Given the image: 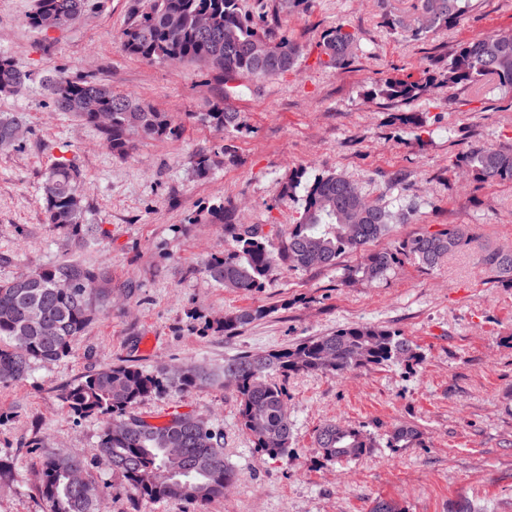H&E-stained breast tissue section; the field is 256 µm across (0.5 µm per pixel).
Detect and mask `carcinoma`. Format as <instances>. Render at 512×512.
Masks as SVG:
<instances>
[{
	"label": "carcinoma",
	"instance_id": "obj_1",
	"mask_svg": "<svg viewBox=\"0 0 512 512\" xmlns=\"http://www.w3.org/2000/svg\"><path fill=\"white\" fill-rule=\"evenodd\" d=\"M90 9V0H37L28 24L38 30L52 18L58 29L77 24ZM472 9V0H419L425 20L413 26L402 17L388 19L389 26L415 38L435 29L460 25ZM209 14L213 32L204 36L198 15ZM355 33L338 24L322 41L320 64L339 69L353 59ZM122 50L147 61L201 63L216 71L227 83L244 77L266 80L292 70L301 47L285 35L266 27L243 11L240 0H136L133 18L120 38ZM488 76L502 86H512V41L485 35L462 43L448 62L424 82L387 77L375 94L389 100L419 97L428 85L442 80L450 85L480 83ZM28 72L13 56L0 53V86L10 85L20 93ZM56 110L100 128L113 155L127 156L133 137L176 136L175 119L131 96L112 91L94 78H74L59 69L45 77ZM192 118L224 132L240 128L238 113L218 103ZM19 118L0 113V147L16 144L13 132ZM455 166L481 182H512V147L476 145L462 153ZM45 223L67 241L85 245L97 240L100 225L86 222L82 173L73 160L57 158L41 185ZM414 204L390 209L380 200L367 199L345 176L322 173L306 184L304 205L278 251L259 225L232 227L236 246L204 266L205 275L229 290L251 293L270 280L277 260L300 269H336L348 254L361 261L344 269L346 283H374L385 279L405 259L433 268L466 242L463 228L423 232L388 249L372 244L386 236L392 225L402 223ZM486 263L498 278L512 280V253L496 251ZM97 287L88 288L86 284ZM111 296L110 280L98 269L76 262L57 263L29 271L26 284L0 281V383L24 380L37 362H56L71 352L84 335L100 307ZM270 310L242 308L224 313L219 329L236 336ZM419 348L399 330L387 325L360 323L290 347L259 353L241 351L224 358V382L232 384L239 400V425L254 447L271 459L290 452L293 421L286 392L272 377L321 373L341 375L372 367L419 365ZM210 380L193 365L174 367L162 374L146 373L129 365L100 367L63 392L69 411L95 417L103 424L100 452L112 461L138 497L148 501L183 500L201 505L224 498L236 480V472L224 460L219 431L188 413H172L152 422L135 413L145 398L165 389L184 391ZM420 440L411 424L394 427L386 439L388 448H408ZM323 458L349 462L375 447L371 433L350 425L326 423L316 431ZM84 461L72 456L46 454L41 466L42 496L49 512H98L100 493L90 481L72 480V473L85 470Z\"/></svg>",
	"mask_w": 512,
	"mask_h": 512
}]
</instances>
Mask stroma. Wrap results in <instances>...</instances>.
<instances>
[{
  "label": "stroma",
  "mask_w": 512,
  "mask_h": 512,
  "mask_svg": "<svg viewBox=\"0 0 512 512\" xmlns=\"http://www.w3.org/2000/svg\"><path fill=\"white\" fill-rule=\"evenodd\" d=\"M131 4L97 0L76 25L39 31L27 23L35 0H0V52L30 73L20 95H0V112L17 115L24 129L20 142L0 150V280L62 261L112 278L110 302L69 356L35 364L22 382L0 383V512H47L40 486L49 450L86 462V478L106 491L102 512H370L378 499L403 512H455L463 502L512 512V282L485 263L488 251L512 249V183H479L453 166L471 146H512V87L488 78L441 84L413 101L368 94L388 75L425 79L432 60L447 59L461 42L512 32V0H475L464 23L418 40L385 22L390 13L415 17L418 0H305L289 13L279 0H242L298 43L303 58L284 75L239 80L232 105L242 127L228 136L195 118L224 98L214 71L122 51ZM339 24L357 34L354 59L343 69L319 66L323 36ZM59 68L169 113L181 135L139 138L129 156H113L97 127L54 108L42 80ZM412 116L423 130L409 124ZM225 143L235 160L219 154ZM201 151L215 156L204 178L190 164ZM62 155L81 170L98 243H66L43 222L41 183ZM299 168L310 178L343 174L372 200L415 203L409 222L394 225L376 248L453 226L470 241L434 268L407 260L369 285L286 264L251 293L216 285L203 267L235 241L212 222L211 208L224 207L235 224L262 225L279 245L305 194L287 187ZM258 306L268 315L237 336L210 328L226 310ZM356 323L400 330L423 362L283 380L294 421L286 457L257 452L238 425L233 387L166 390L138 404L145 417L178 411L222 430L237 481L205 505L139 499L102 461L100 422L62 401L64 389L106 364L154 374L194 362L219 371L237 351L281 349ZM328 421L370 431L375 448L350 463L326 461L315 435ZM401 423L416 425L420 442L387 447V433ZM37 438L45 448L33 447Z\"/></svg>",
  "instance_id": "stroma-1"
}]
</instances>
